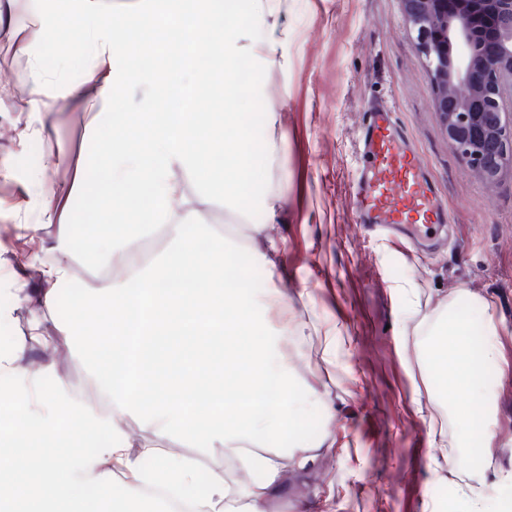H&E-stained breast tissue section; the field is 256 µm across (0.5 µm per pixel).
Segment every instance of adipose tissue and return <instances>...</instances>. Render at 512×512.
Listing matches in <instances>:
<instances>
[{"mask_svg": "<svg viewBox=\"0 0 512 512\" xmlns=\"http://www.w3.org/2000/svg\"><path fill=\"white\" fill-rule=\"evenodd\" d=\"M43 3L48 15L63 10L73 16L80 28L74 53H92L98 64L78 82L35 79L21 109L41 108L47 131L60 110L85 112L94 125L99 107L110 108L102 201L120 219L102 233L101 244H90L64 222L56 199L43 201L42 217L57 224L58 233L56 259L40 273L53 287L63 284L78 258L121 273L89 290L87 313L63 340L43 337L39 316L29 336L87 356L112 415L102 417L94 404L66 396L61 385L40 394L43 373L23 365L25 344L0 351V406L10 412L0 422V440L11 446L0 454V512H87V487L99 483L107 466L122 474L129 501L141 499L148 486L177 499L187 496L197 476L194 462L144 444L132 449L126 432L132 420L148 425L155 437L178 436L204 452L234 457L247 482L213 480L205 512H268L289 473L314 467L323 445L293 428L300 404L280 343L299 329L286 316V291L229 281L228 238L174 203L189 175L201 186L227 189L263 178L275 147L256 152L252 136L233 120L242 102L235 76L245 59L258 68L282 63L285 32L275 18L283 0H138L124 13L101 0ZM187 15L188 47L174 71L173 47L158 38L157 26ZM148 47L153 62L145 66ZM133 84L148 85L154 94L131 111L126 95ZM168 98L197 104L220 99L224 110L203 128L191 112L158 122L155 115ZM158 233L163 252L130 264L141 241ZM471 305L482 314L475 324L452 310L423 316L427 353L464 398L492 392L489 372L498 366L499 331L490 305L481 298ZM269 309L282 315L272 333L264 318ZM456 413L466 425L468 453L487 454L495 438L491 414L474 415L462 406ZM98 433L103 440L94 452L77 447V440Z\"/></svg>", "mask_w": 512, "mask_h": 512, "instance_id": "ef3b65f1", "label": "adipose tissue"}]
</instances>
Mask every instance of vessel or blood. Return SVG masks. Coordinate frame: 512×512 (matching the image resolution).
Listing matches in <instances>:
<instances>
[{
  "label": "vessel or blood",
  "mask_w": 512,
  "mask_h": 512,
  "mask_svg": "<svg viewBox=\"0 0 512 512\" xmlns=\"http://www.w3.org/2000/svg\"><path fill=\"white\" fill-rule=\"evenodd\" d=\"M359 150L353 194L357 223L394 226L416 237L439 239L450 222L448 209L391 107L367 108Z\"/></svg>",
  "instance_id": "obj_1"
}]
</instances>
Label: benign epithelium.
<instances>
[{"mask_svg":"<svg viewBox=\"0 0 512 512\" xmlns=\"http://www.w3.org/2000/svg\"><path fill=\"white\" fill-rule=\"evenodd\" d=\"M400 3L430 62L434 109L448 143L485 184H496L512 168V0H441L432 12L424 0Z\"/></svg>","mask_w":512,"mask_h":512,"instance_id":"1","label":"benign epithelium"}]
</instances>
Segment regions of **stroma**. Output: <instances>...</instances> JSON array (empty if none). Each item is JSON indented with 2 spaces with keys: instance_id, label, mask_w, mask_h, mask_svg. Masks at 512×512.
<instances>
[{
  "instance_id": "35a3bbf8",
  "label": "stroma",
  "mask_w": 512,
  "mask_h": 512,
  "mask_svg": "<svg viewBox=\"0 0 512 512\" xmlns=\"http://www.w3.org/2000/svg\"><path fill=\"white\" fill-rule=\"evenodd\" d=\"M39 0H0V90H28L34 73L52 81H79L95 63L68 47L78 30L68 16L51 20L35 57L18 54L21 38ZM288 29L286 63L260 70L261 94L245 97L237 111L255 137L270 136L280 153L260 183L233 189L237 207L224 204L220 188L184 184L198 223L226 235L233 247L272 252L275 275L245 262L240 271L252 288H284L304 346L288 352L299 396L306 399L298 427L306 435H327L317 466L289 478L272 512H287L296 501L315 503L318 512H466L458 489L472 469L495 487L512 475V173L486 187L450 147L433 108L425 61L409 33L399 0H288L279 17ZM395 110L413 137L451 217L450 244L397 246L395 241L358 228L350 202L359 165V126L371 102ZM20 97L0 93V304L11 307L0 320V348L25 342L27 364L50 367L47 393L57 378L91 382L89 359L61 346L28 342L31 317L49 286L19 270L11 253L27 248L51 254L57 227L43 223L39 202L55 196L65 220L82 234L112 223L97 202L98 164L112 137L110 118L90 129L79 111L57 114L50 133H41L40 112H22ZM274 109L276 122L262 129L259 119ZM282 195L286 205L268 219L263 198ZM99 280L84 261L73 266V282L55 289L65 310L46 320L42 333L58 336L82 318L87 291ZM413 289L421 312L444 309L457 299L468 314L467 295L486 299L499 328L504 374L493 390L496 441L490 457L448 461L430 448L434 434L448 444L461 436L456 416L435 431L430 418L447 402L448 389L414 323L401 317ZM24 304H14L13 289ZM334 324L336 357L325 361L321 328Z\"/></svg>"
}]
</instances>
